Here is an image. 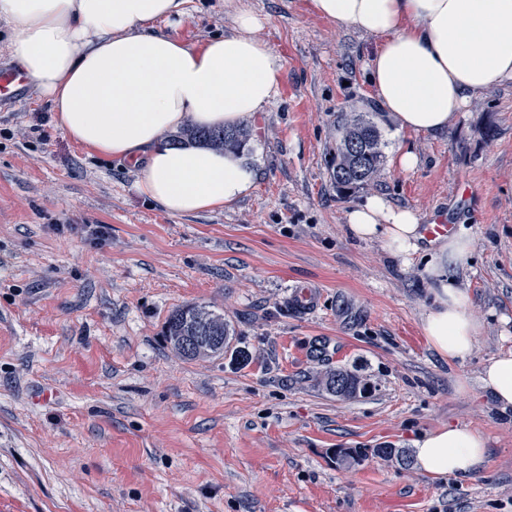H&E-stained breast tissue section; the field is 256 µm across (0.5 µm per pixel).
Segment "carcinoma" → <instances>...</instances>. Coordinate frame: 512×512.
<instances>
[{
	"instance_id": "cac0c4a2",
	"label": "carcinoma",
	"mask_w": 512,
	"mask_h": 512,
	"mask_svg": "<svg viewBox=\"0 0 512 512\" xmlns=\"http://www.w3.org/2000/svg\"><path fill=\"white\" fill-rule=\"evenodd\" d=\"M376 113L359 112L336 121V143L328 164L330 180L341 191L364 188L375 182L382 166L381 132L374 121ZM182 135L215 149H241L250 139L245 128L200 129L186 128ZM165 336L171 346L194 339L203 343L201 349L211 355H220L229 347L234 336L224 314L206 305H186L175 309L165 323ZM346 385L345 399H352L367 391L354 373L338 369L325 373L322 385L327 392L336 394L337 382Z\"/></svg>"
}]
</instances>
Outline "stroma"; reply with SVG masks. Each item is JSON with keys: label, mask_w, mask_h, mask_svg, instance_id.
<instances>
[{"label": "stroma", "mask_w": 512, "mask_h": 512, "mask_svg": "<svg viewBox=\"0 0 512 512\" xmlns=\"http://www.w3.org/2000/svg\"><path fill=\"white\" fill-rule=\"evenodd\" d=\"M245 2L282 71L249 127L257 188L231 206L170 216L137 191L136 168L68 138L38 89L0 109V512H512V412L479 383L512 349V84L472 97L441 134L379 114L381 174L343 193L328 175L336 118L377 104L372 38L310 0ZM235 7L191 0L176 34L224 32ZM404 150L415 169L397 165ZM375 194L471 239L455 275L482 333L466 361L426 340L421 256L349 231L347 212ZM84 224L109 225L107 242H86ZM298 282L321 287L316 312L293 308ZM194 303L223 312L248 365L171 348L168 315ZM336 367L366 395L329 394L320 379ZM446 426L486 439L474 474L334 457L408 451Z\"/></svg>", "instance_id": "obj_1"}]
</instances>
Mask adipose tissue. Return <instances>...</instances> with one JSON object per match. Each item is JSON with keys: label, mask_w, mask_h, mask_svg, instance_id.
Returning a JSON list of instances; mask_svg holds the SVG:
<instances>
[{"label": "adipose tissue", "mask_w": 512, "mask_h": 512, "mask_svg": "<svg viewBox=\"0 0 512 512\" xmlns=\"http://www.w3.org/2000/svg\"><path fill=\"white\" fill-rule=\"evenodd\" d=\"M190 0H0L8 52L46 99L61 130L94 153L139 168L137 190L167 213L223 209L252 194L256 174L234 151L171 144L184 126L239 127L279 95L282 61L257 36L260 16L238 7L229 32L198 44L174 30ZM315 14L372 37L367 78L401 129L446 132L468 100L512 83V0H310ZM355 236L397 254L419 253L417 214L379 196L347 214ZM470 239L440 241L424 258L436 307L423 320L442 359L466 360L481 333L470 295L453 273ZM479 381L512 409V350L484 366ZM417 466L433 476L466 477L484 463L479 433L443 427L412 443Z\"/></svg>", "instance_id": "obj_1"}]
</instances>
